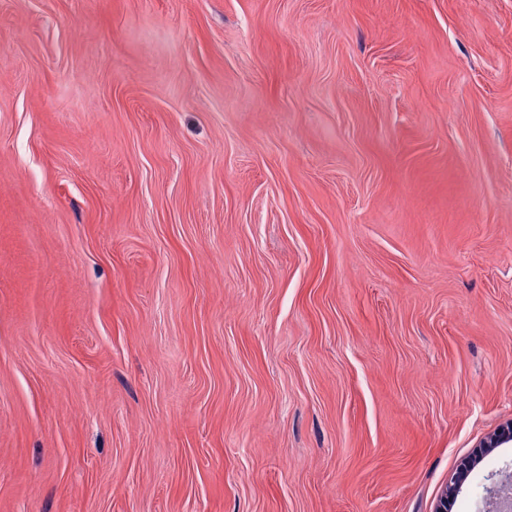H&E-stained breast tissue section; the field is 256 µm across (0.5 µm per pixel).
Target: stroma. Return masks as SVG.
Instances as JSON below:
<instances>
[{
	"mask_svg": "<svg viewBox=\"0 0 512 512\" xmlns=\"http://www.w3.org/2000/svg\"><path fill=\"white\" fill-rule=\"evenodd\" d=\"M510 420L512 0H0V512H432Z\"/></svg>",
	"mask_w": 512,
	"mask_h": 512,
	"instance_id": "obj_1",
	"label": "stroma"
}]
</instances>
